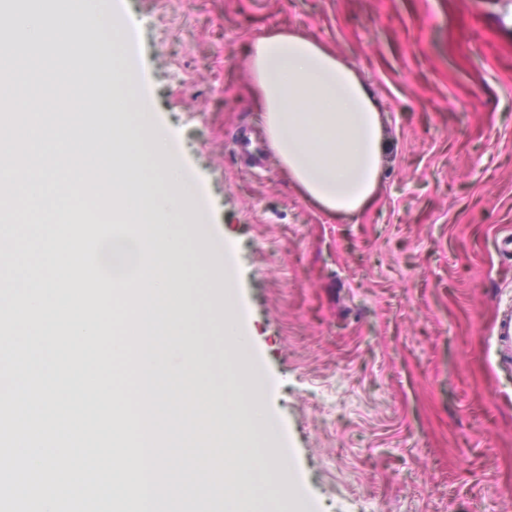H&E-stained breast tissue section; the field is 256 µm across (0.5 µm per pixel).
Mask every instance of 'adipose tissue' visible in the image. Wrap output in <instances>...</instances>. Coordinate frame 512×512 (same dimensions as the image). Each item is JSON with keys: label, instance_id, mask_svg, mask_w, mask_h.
Returning <instances> with one entry per match:
<instances>
[{"label": "adipose tissue", "instance_id": "adipose-tissue-1", "mask_svg": "<svg viewBox=\"0 0 512 512\" xmlns=\"http://www.w3.org/2000/svg\"><path fill=\"white\" fill-rule=\"evenodd\" d=\"M270 150L302 193L356 215L378 188L383 119L352 66L308 35L273 32L249 48Z\"/></svg>", "mask_w": 512, "mask_h": 512}]
</instances>
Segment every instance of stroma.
Here are the masks:
<instances>
[{
	"label": "stroma",
	"instance_id": "1",
	"mask_svg": "<svg viewBox=\"0 0 512 512\" xmlns=\"http://www.w3.org/2000/svg\"><path fill=\"white\" fill-rule=\"evenodd\" d=\"M128 78L173 130L193 202L190 304L229 287L263 432L290 494L272 512H512V0H127ZM305 33L353 65L385 125L375 199H306L268 150L247 47ZM23 99L62 114L83 43Z\"/></svg>",
	"mask_w": 512,
	"mask_h": 512
}]
</instances>
